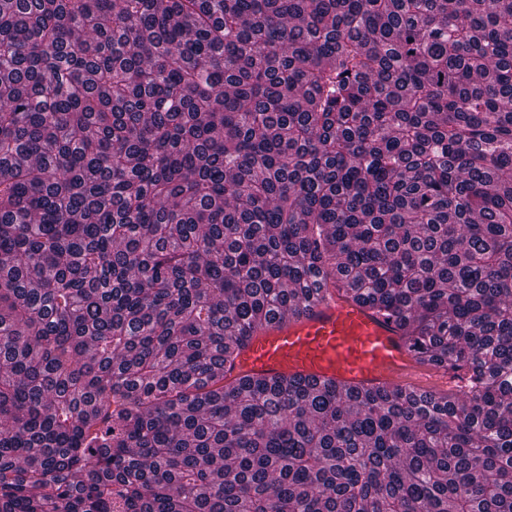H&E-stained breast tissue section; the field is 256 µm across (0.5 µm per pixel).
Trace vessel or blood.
Wrapping results in <instances>:
<instances>
[{
  "mask_svg": "<svg viewBox=\"0 0 512 512\" xmlns=\"http://www.w3.org/2000/svg\"><path fill=\"white\" fill-rule=\"evenodd\" d=\"M227 378L299 376L345 388L398 387L426 392L439 376L413 356L394 324L370 307L329 289L297 315L258 327Z\"/></svg>",
  "mask_w": 512,
  "mask_h": 512,
  "instance_id": "obj_1",
  "label": "vessel or blood"
}]
</instances>
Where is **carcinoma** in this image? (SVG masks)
I'll use <instances>...</instances> for the list:
<instances>
[{"label":"carcinoma","mask_w":512,"mask_h":512,"mask_svg":"<svg viewBox=\"0 0 512 512\" xmlns=\"http://www.w3.org/2000/svg\"><path fill=\"white\" fill-rule=\"evenodd\" d=\"M337 289L459 392L224 380ZM512 512V0H0V512Z\"/></svg>","instance_id":"1"}]
</instances>
